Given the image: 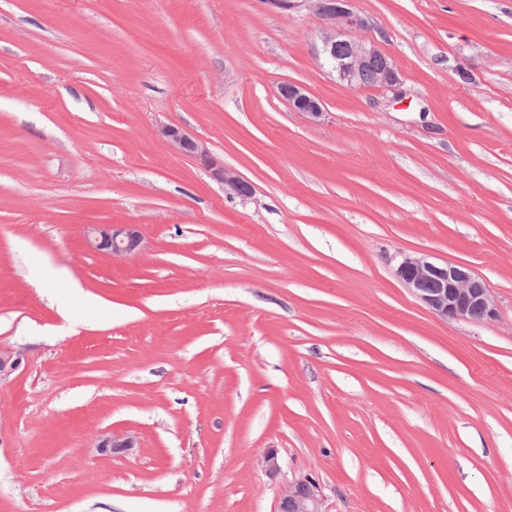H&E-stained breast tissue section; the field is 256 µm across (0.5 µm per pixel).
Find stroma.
Instances as JSON below:
<instances>
[{"instance_id":"1","label":"stroma","mask_w":512,"mask_h":512,"mask_svg":"<svg viewBox=\"0 0 512 512\" xmlns=\"http://www.w3.org/2000/svg\"><path fill=\"white\" fill-rule=\"evenodd\" d=\"M353 7L402 96L342 86L304 9L0 0V512H277L305 474L327 512H512V0ZM421 253L498 319L431 314L395 276ZM75 286L105 308L63 316ZM279 92L293 112L306 116L313 122L322 117L324 112L321 101L303 86L287 83L280 87ZM159 135L175 152L199 160L209 176L224 185V191L231 195L247 197L252 186L233 168L224 164V159L212 153L201 140L183 132L179 127H160ZM84 236L90 248L118 258L128 257L141 245L138 232L130 224H88Z\"/></svg>"}]
</instances>
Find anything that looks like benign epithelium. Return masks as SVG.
I'll use <instances>...</instances> for the list:
<instances>
[{
  "label": "benign epithelium",
  "instance_id": "1",
  "mask_svg": "<svg viewBox=\"0 0 512 512\" xmlns=\"http://www.w3.org/2000/svg\"><path fill=\"white\" fill-rule=\"evenodd\" d=\"M272 4L288 10L303 6L319 16L324 28L315 56L336 73L342 84L357 86L361 72L376 63L377 86L401 93L398 68L376 41L361 36L368 25L353 9L352 0H272ZM280 95L292 111L313 122L323 115L321 101L299 84L281 86ZM159 135L175 152L199 160L227 193L242 197L252 194L251 184L201 140L172 125L160 127ZM84 236L90 248L118 258L131 255L141 245L138 232L130 224H88ZM396 275L417 300L442 320L488 323L498 316L494 295L466 265L438 264L427 255L408 256L397 267ZM132 444L130 437L112 434L103 438L99 447L122 450ZM278 512H327L320 486L307 475L289 481L280 489Z\"/></svg>",
  "mask_w": 512,
  "mask_h": 512
}]
</instances>
